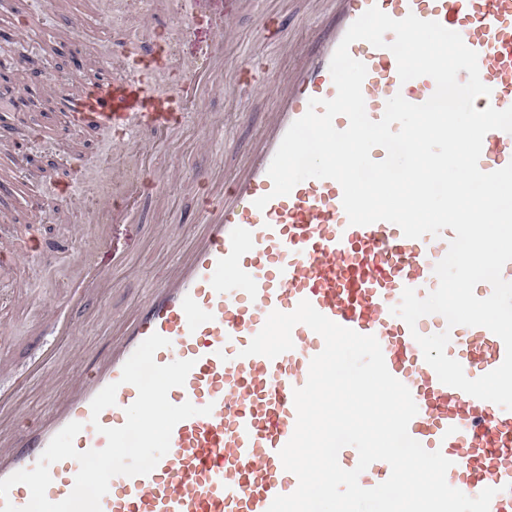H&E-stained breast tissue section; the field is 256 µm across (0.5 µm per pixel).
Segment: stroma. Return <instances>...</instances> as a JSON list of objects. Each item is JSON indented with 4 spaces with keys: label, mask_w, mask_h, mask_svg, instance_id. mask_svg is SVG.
Returning a JSON list of instances; mask_svg holds the SVG:
<instances>
[{
    "label": "stroma",
    "mask_w": 512,
    "mask_h": 512,
    "mask_svg": "<svg viewBox=\"0 0 512 512\" xmlns=\"http://www.w3.org/2000/svg\"><path fill=\"white\" fill-rule=\"evenodd\" d=\"M189 14L191 24L178 40H170L167 21ZM235 14L239 37L224 45L228 65L222 88L202 97L197 111L214 114L217 125L200 133L194 123L158 139L151 130L128 143L140 161L129 166L116 158L115 145L100 129L76 124L60 110L63 97L73 96L126 70L154 64L156 55L172 62L192 61L201 55L205 33ZM292 18L289 37L262 41L260 19L276 23L280 15ZM331 0L313 6L311 0H256L250 10H237L234 0H154L146 14L142 0H0V30L10 43L0 56L12 59V96L0 99V112L10 114L17 131L0 143V181L12 183L10 195L0 196V246L22 248L33 238L55 240L59 248L0 268V363L9 365L0 377L16 395L0 407V422L10 434L46 415L70 392L77 365L93 366L112 346V323L131 312L151 287L168 275L179 254L192 244L195 225L185 223L208 196L209 184L227 183L255 146L261 128L276 107L275 93L292 65L289 40H301L312 22L330 23ZM80 40L83 70H74L62 45ZM41 70L43 101L52 111H13L12 97L30 84L32 70ZM246 84L238 98H228L224 86ZM36 152L40 159L19 166V155ZM98 184L113 180L134 191L133 220L113 227L112 249L121 252L134 274L112 268L110 251H98L97 260L109 268L111 288L92 295L73 315L71 340L48 345L46 320L72 284L71 270L90 245L73 239L72 231L93 212L96 201L73 182L75 168ZM209 181H202L201 171ZM67 187L70 207L37 211L33 198Z\"/></svg>",
    "instance_id": "obj_1"
}]
</instances>
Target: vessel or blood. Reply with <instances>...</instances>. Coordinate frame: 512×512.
Here are the masks:
<instances>
[{"label":"vessel or blood","instance_id":"vessel-or-blood-1","mask_svg":"<svg viewBox=\"0 0 512 512\" xmlns=\"http://www.w3.org/2000/svg\"><path fill=\"white\" fill-rule=\"evenodd\" d=\"M336 2L332 22L309 32L302 65L281 91V108L270 115L260 151L229 182L216 207L191 216V223L203 228L200 242L138 306L101 364L79 371L70 396L50 419L16 438L0 435V479L33 468L52 437L72 421L83 425L74 440L78 451L103 449L107 440L101 427L122 426L126 408L138 396L134 385L121 383L122 367L143 340L157 333L169 341L155 354L158 364L194 363L184 386L169 391L170 402L208 405L212 411L179 422L168 453L149 474L113 477L101 512H267L276 496L298 486L279 452L296 424L293 393L305 385L310 362L324 341L299 324L292 331L293 349L276 358L245 357L241 351L272 311L289 313L306 300L337 324L376 337L389 372L408 387L417 405L409 434L450 460L448 484L470 497L495 488L489 512H512V410L441 383L414 336L449 332L446 353L471 379L503 362V341L481 326L448 327L439 314L423 316L411 328L392 313L404 288H413L421 298L436 289L434 269L446 256L453 232L410 239L386 221L353 226L335 180L310 178L274 198L267 174L285 132L304 115L309 100L335 97L331 57L352 22L374 5L396 20L412 14L459 33L477 53L480 78L491 89L489 96L475 100V108L512 107V0ZM236 35L231 23L215 34L203 63L190 70L177 90H170L161 69L152 87H142L136 78L116 80L66 98L62 110L73 120L102 123L121 135L134 120L157 134L170 132L190 119L194 101L213 89L219 46ZM349 53L367 68L362 93L371 120L382 118L395 95L421 104L436 89L428 76L401 81L386 45L377 48L358 40ZM511 162L512 133L488 132L480 169L492 172ZM264 195L269 201L257 209L254 202ZM97 197L100 204L81 234L94 236L103 247L110 224L128 220L131 213L127 201L111 189H100ZM107 278L93 254L83 253L65 306L80 308ZM113 382L119 385L115 406L91 425L92 399ZM78 470L73 459L50 465V501L71 493Z\"/></svg>","mask_w":512,"mask_h":512}]
</instances>
